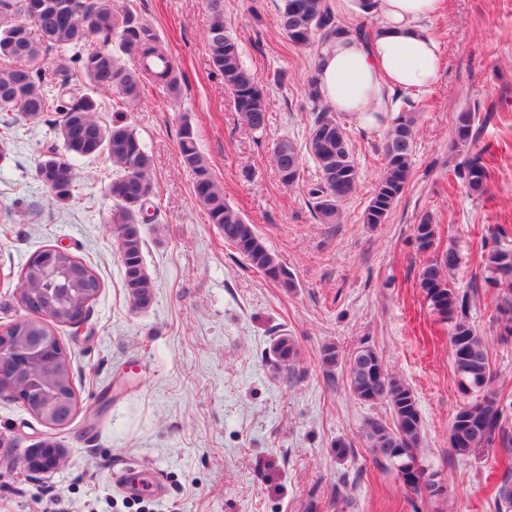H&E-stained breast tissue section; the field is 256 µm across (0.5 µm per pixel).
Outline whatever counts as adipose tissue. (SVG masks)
Segmentation results:
<instances>
[{
    "mask_svg": "<svg viewBox=\"0 0 512 512\" xmlns=\"http://www.w3.org/2000/svg\"><path fill=\"white\" fill-rule=\"evenodd\" d=\"M444 0H345L356 16L379 23L370 40L346 27L319 51L315 89L329 108L353 115L363 130L379 127L394 93L429 88L441 67V46L426 23Z\"/></svg>",
    "mask_w": 512,
    "mask_h": 512,
    "instance_id": "adipose-tissue-1",
    "label": "adipose tissue"
}]
</instances>
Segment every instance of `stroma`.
<instances>
[{"label":"stroma","mask_w":512,"mask_h":512,"mask_svg":"<svg viewBox=\"0 0 512 512\" xmlns=\"http://www.w3.org/2000/svg\"><path fill=\"white\" fill-rule=\"evenodd\" d=\"M279 0H224V21L241 59L267 92V126L243 123L234 97L211 67L207 0H112L132 10L164 42L186 74L179 100L152 83L132 105L112 99L102 122L133 128L153 155L155 223L142 227L144 264L154 300L130 302L110 218L101 163L75 164L77 190L50 202L35 173L44 146L59 143L53 122L0 112L10 155L0 161V333L24 318L16 295L28 257L69 248L101 284L81 329L54 328L70 357L77 408L50 429L25 406L0 395V512H412L392 468L378 466L363 435L386 407L356 400L345 382L329 383L325 345L342 355L371 346L415 392L423 423V462L446 492L424 512H495L492 489L507 452L449 447V426L465 402L455 383L453 324L432 314L417 286L425 257L413 226L431 214L441 241L455 240L461 262L451 281L466 291L474 252L497 225L512 250V0H446L427 24L439 41L435 83L411 93L417 118L411 178L385 223L364 211L384 165L385 128L365 131L342 116L359 179L342 202V221L322 224L308 188L318 172L304 158L300 180L284 186L271 160L274 141L305 143L322 103L311 92L320 43L295 47L278 24ZM478 106L492 120L476 143L485 153L488 191L449 185L456 162L454 118ZM190 121L225 198L284 265L288 289L252 268L193 194L179 132ZM496 291L472 298L468 320L489 343L493 390L512 402V338L502 339ZM291 336L299 350L292 379L276 377L270 347ZM63 445L59 468L29 471L21 459L47 435ZM344 437L352 455L337 458Z\"/></svg>","instance_id":"1"}]
</instances>
